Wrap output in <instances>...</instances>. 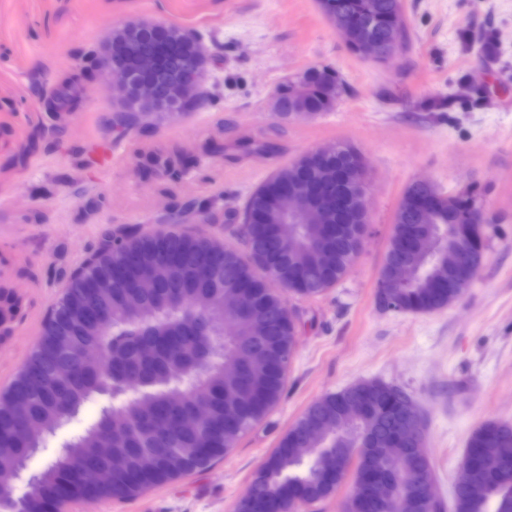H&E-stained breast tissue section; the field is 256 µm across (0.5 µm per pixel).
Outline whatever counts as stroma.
Listing matches in <instances>:
<instances>
[{
  "mask_svg": "<svg viewBox=\"0 0 512 512\" xmlns=\"http://www.w3.org/2000/svg\"><path fill=\"white\" fill-rule=\"evenodd\" d=\"M409 39L380 64L353 54L316 0H0V286L21 301L0 341V390L35 348L42 323L107 228L169 227L244 250L236 225L177 220L190 202L241 209L276 168L347 142L370 172L368 225L350 272L320 298H290L310 320L298 336L284 391L270 414L223 459L124 501H86L79 512H236L254 474L321 396L363 380L406 389L427 421L436 491L452 487L472 431L512 424V0H405ZM145 17L202 32L221 67L196 112L115 139L112 104L95 81L81 103L49 119L48 100L75 72L77 54L108 27ZM338 72L333 111L282 121L271 102L287 78L313 66ZM278 142V160L233 164L205 143L242 132ZM113 145L111 166L96 148ZM194 156L169 182L143 153ZM426 178L444 192L475 191L498 233L477 284L429 313L381 309L376 285L405 188ZM96 405L46 437L36 471L94 419Z\"/></svg>",
  "mask_w": 512,
  "mask_h": 512,
  "instance_id": "35a3bbf8",
  "label": "stroma"
}]
</instances>
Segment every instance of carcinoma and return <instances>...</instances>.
<instances>
[{
	"label": "carcinoma",
	"mask_w": 512,
	"mask_h": 512,
	"mask_svg": "<svg viewBox=\"0 0 512 512\" xmlns=\"http://www.w3.org/2000/svg\"><path fill=\"white\" fill-rule=\"evenodd\" d=\"M408 29L398 0H334L330 23L355 26L361 37L384 43L391 18ZM113 67L137 72L129 50L158 52L162 72L155 77L159 99L181 112L195 110L189 69L198 65L197 39L174 24L143 22L114 34ZM341 79L326 66L308 69L300 86L281 95L274 117L313 119L336 106ZM131 112L113 116L116 129L145 131L152 112L133 87ZM243 156L257 149L279 155L268 141L245 134L232 146ZM171 177L185 161L177 154H154ZM361 153L337 143L331 156L305 153L278 169L247 198L238 233L247 254L212 238L138 229L115 231L116 246L71 276L63 296L42 324L39 344L17 377L0 391V512H63L76 500H125L178 479L223 458L238 439L262 421L280 399L298 335L299 314L267 287L273 278L300 299L321 297L335 287L360 251V240L337 236L322 224L294 225V238L282 243L272 228L284 223L279 199L286 190L306 202L313 189L324 191L320 205L331 208L332 224L363 227ZM464 191L440 205L426 230L417 209L402 203L394 216L379 280L398 266L415 270L401 288H380L376 301L397 312L428 313L459 300L477 274L453 272L443 261L448 244L466 242ZM148 277L151 288L139 287ZM400 387L367 380L328 393L306 409L257 471L236 512H271L289 500L314 504L328 498L336 483L329 474L359 459L343 512H372L371 476L385 469L393 483L411 489L434 477L417 440L400 434L410 408ZM371 409L326 432L342 414L356 411L360 399ZM89 403L98 417L18 489L16 475L27 468L39 443L29 432L52 435ZM210 415L184 426L197 406ZM512 425L487 422L469 437L465 460L473 462L467 481L454 488V512H512ZM93 462L111 471V480L88 489L78 472Z\"/></svg>",
	"instance_id": "carcinoma-1"
}]
</instances>
